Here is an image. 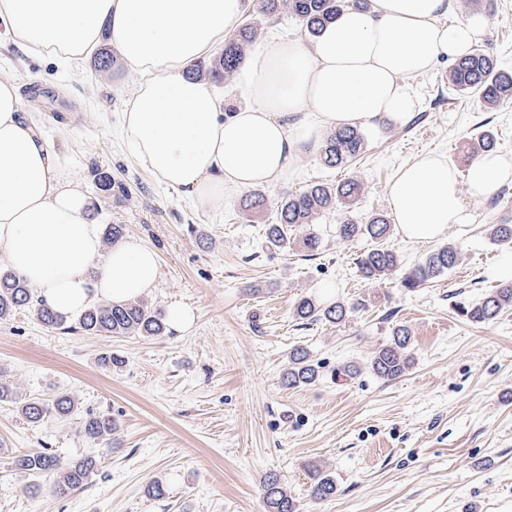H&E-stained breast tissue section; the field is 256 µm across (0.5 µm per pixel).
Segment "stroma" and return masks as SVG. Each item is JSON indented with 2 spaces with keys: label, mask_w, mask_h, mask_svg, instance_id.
<instances>
[{
  "label": "stroma",
  "mask_w": 512,
  "mask_h": 512,
  "mask_svg": "<svg viewBox=\"0 0 512 512\" xmlns=\"http://www.w3.org/2000/svg\"><path fill=\"white\" fill-rule=\"evenodd\" d=\"M492 20L481 46L512 72V0H454L452 18ZM448 62L408 77L419 107L404 125L369 132L368 147L348 168L331 170L301 150L287 179L261 186V212H244L239 195L214 211L168 189L118 137L120 114L138 82L121 56L101 71L94 57L61 70L28 55L0 26V79L47 93L21 108L66 156L82 164L90 215L121 224L125 235L158 252L159 275L144 295L165 311L183 304L195 320L161 336H93L50 329L20 311L0 320V383L19 398L72 395L75 415L33 424L15 404L0 402V512H266L262 481L281 477L300 512H512V310L489 324L460 316L496 288L492 270L507 246L486 227L512 224V182L488 199L463 194L473 219L449 225L443 242L460 264L414 290L399 272L364 281L356 259L369 240L342 242L336 227L389 213L388 188L404 165L437 153L466 170L469 143L494 133L496 152L512 158V102L489 110L446 79ZM112 177L99 190L95 170ZM351 177L363 187L351 211L322 213L315 258L271 249L264 226L279 201L313 183ZM352 304L338 326L302 325L300 297ZM412 336L411 368L384 381L367 369L395 325ZM305 347L320 366L311 385L285 387L288 352ZM111 353L123 358L103 367ZM340 364L358 374L334 383ZM89 414L117 424L110 441L84 433ZM48 450L62 462L92 457L87 485L60 498L53 475L10 469L11 456ZM336 482L331 497L310 496V465ZM162 482L163 498L147 488Z\"/></svg>",
  "instance_id": "1"
}]
</instances>
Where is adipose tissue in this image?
Listing matches in <instances>:
<instances>
[{"mask_svg":"<svg viewBox=\"0 0 512 512\" xmlns=\"http://www.w3.org/2000/svg\"><path fill=\"white\" fill-rule=\"evenodd\" d=\"M452 2L371 0L313 41H266L236 69L243 103L232 112L186 67L238 26L243 0H0V23L63 69L110 37L139 77L121 114L123 139L159 182L220 210L225 196L286 177L299 147L322 130L406 123L418 99L405 78L465 56L491 25L480 14L451 19ZM79 168L23 116L14 84L0 81V250L66 316L97 297L139 298L158 275L156 252L139 239L103 250ZM511 180L512 159L499 154L461 173L427 153L397 173L390 208L404 238L430 242L471 222L462 192L489 198Z\"/></svg>","mask_w":512,"mask_h":512,"instance_id":"adipose-tissue-1","label":"adipose tissue"}]
</instances>
